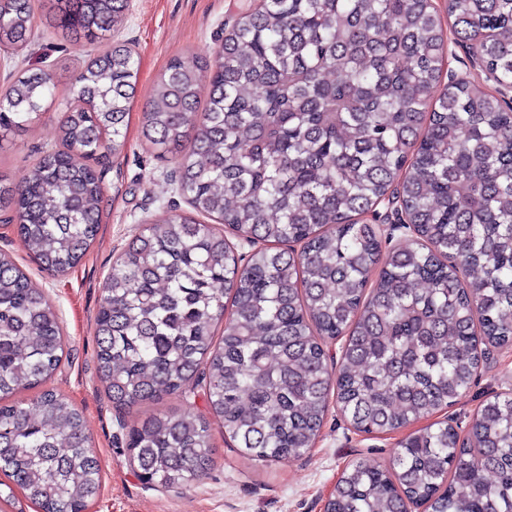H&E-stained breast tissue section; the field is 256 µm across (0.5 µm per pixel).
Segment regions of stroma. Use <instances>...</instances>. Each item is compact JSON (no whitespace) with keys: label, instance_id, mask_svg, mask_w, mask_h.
I'll list each match as a JSON object with an SVG mask.
<instances>
[{"label":"stroma","instance_id":"obj_1","mask_svg":"<svg viewBox=\"0 0 512 512\" xmlns=\"http://www.w3.org/2000/svg\"><path fill=\"white\" fill-rule=\"evenodd\" d=\"M249 0H132L124 27L115 41L130 44L138 68L135 98L126 118L127 151L105 165L101 220L96 240L86 256L65 274L44 270L29 252L16 224L0 212V253L10 256L55 305L66 339L63 360L50 385L82 412L86 432L98 458L102 487L88 512H324L337 479L352 461L385 468L404 431L366 434L355 430L329 406L314 445L298 457L258 463L244 457L225 439L219 422H212L213 466L208 475L186 488H163L142 481L129 457L126 434L145 416L194 405L206 412L204 385L161 402H146L117 410L97 373L95 320L103 282L112 263L146 225L188 211L176 193L174 166L158 158L141 135L143 107L154 82L175 56H209L224 40V25ZM98 46L63 37L36 8L34 36L21 53L0 52V92L25 69L52 67L60 85H67ZM61 110L46 113L26 131L0 140V172L13 182L26 180L41 151L59 144ZM512 393V349L483 359L471 387L438 421L467 424L488 398Z\"/></svg>","mask_w":512,"mask_h":512}]
</instances>
